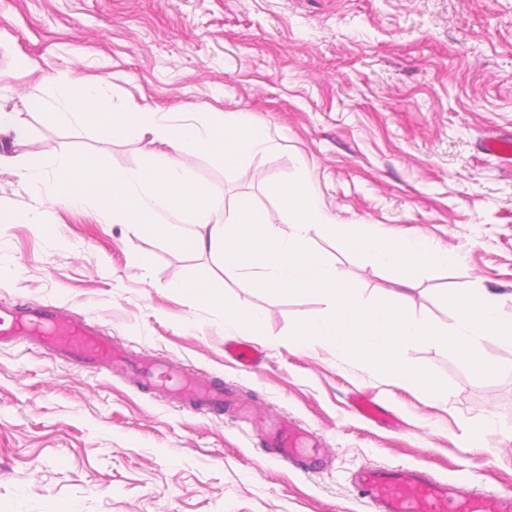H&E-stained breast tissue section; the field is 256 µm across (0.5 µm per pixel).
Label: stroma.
I'll return each instance as SVG.
<instances>
[{
	"label": "stroma",
	"mask_w": 512,
	"mask_h": 512,
	"mask_svg": "<svg viewBox=\"0 0 512 512\" xmlns=\"http://www.w3.org/2000/svg\"><path fill=\"white\" fill-rule=\"evenodd\" d=\"M103 74L115 101L175 112H246L273 148L245 171L210 154L193 180L278 217L275 185L307 171L340 224L422 234L462 256L418 273L410 309L441 326L453 289L485 288L512 313V169L482 148L512 134V0H0V107L21 112L30 144L0 134V154L28 145L45 159L80 151L107 167L144 165L137 133L103 143L91 128L47 124L22 101H56L41 75ZM0 208L31 214L0 227V304L54 305L100 327L134 357L172 361L231 403L195 410L129 373L0 343V512H374L353 486L372 466L465 478L512 491V375L480 376L447 347H408L410 367L440 398L382 372L289 342L324 313L311 296L270 295L210 254L179 251L148 231L100 224L0 166ZM315 249L358 295L390 299L396 275L318 233ZM212 267L230 306L259 313L243 337L259 362L224 353L221 316L173 291ZM393 425L360 417L353 397ZM494 431L474 440L486 416ZM301 423L320 462L278 465L264 443L280 418Z\"/></svg>",
	"instance_id": "obj_1"
}]
</instances>
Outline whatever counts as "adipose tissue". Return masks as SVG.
<instances>
[{"instance_id": "1", "label": "adipose tissue", "mask_w": 512, "mask_h": 512, "mask_svg": "<svg viewBox=\"0 0 512 512\" xmlns=\"http://www.w3.org/2000/svg\"><path fill=\"white\" fill-rule=\"evenodd\" d=\"M184 291L202 298L224 318V331L229 335L257 336L260 335L263 323L261 317L245 307H229L224 297V291L219 288L213 271L209 266H199L191 281L183 286Z\"/></svg>"}]
</instances>
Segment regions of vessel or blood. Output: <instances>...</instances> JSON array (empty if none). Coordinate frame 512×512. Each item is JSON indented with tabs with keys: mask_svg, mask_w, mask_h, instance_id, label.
<instances>
[{
	"mask_svg": "<svg viewBox=\"0 0 512 512\" xmlns=\"http://www.w3.org/2000/svg\"><path fill=\"white\" fill-rule=\"evenodd\" d=\"M19 336L102 370L111 369L122 358L97 327L54 306H0V341ZM138 369L146 380L173 396L209 410L224 406L223 388L197 385L178 370L148 360L141 361ZM268 443L276 461L285 466L310 455L308 435L285 422L275 428ZM355 488L375 512H512V493L481 494L465 479L441 481L420 469L369 467L358 473Z\"/></svg>",
	"mask_w": 512,
	"mask_h": 512,
	"instance_id": "1",
	"label": "vessel or blood"
}]
</instances>
